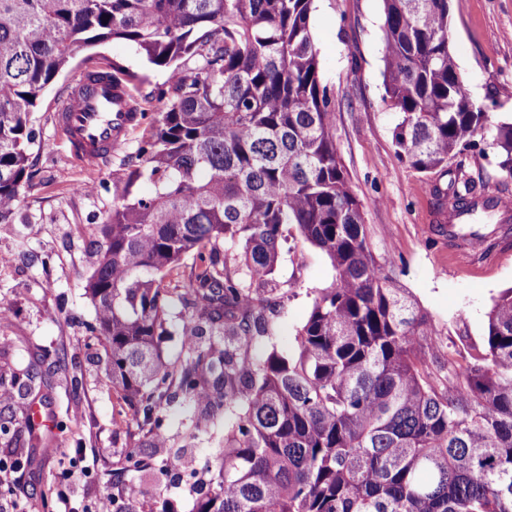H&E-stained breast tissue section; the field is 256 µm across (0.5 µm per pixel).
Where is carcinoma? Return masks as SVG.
Instances as JSON below:
<instances>
[{
  "mask_svg": "<svg viewBox=\"0 0 512 512\" xmlns=\"http://www.w3.org/2000/svg\"><path fill=\"white\" fill-rule=\"evenodd\" d=\"M385 101L398 157L430 173L483 142L512 177V121L465 96L448 0H383ZM313 0H0V223L29 180L30 115L81 48L125 41L177 75L139 108L145 125L122 200L101 225L86 294L112 388L152 437L181 394L224 419V448L196 512H512V287L492 299L482 346L446 359L432 318L383 271L332 132ZM196 59L192 67L183 60ZM149 186L145 193L136 191ZM448 238L512 211L464 178ZM334 271L291 350L264 290L283 227ZM240 246L232 265L220 245ZM194 253L181 291L165 276ZM189 308L183 360L158 337ZM112 512H139L120 489Z\"/></svg>",
  "mask_w": 512,
  "mask_h": 512,
  "instance_id": "carcinoma-1",
  "label": "carcinoma"
}]
</instances>
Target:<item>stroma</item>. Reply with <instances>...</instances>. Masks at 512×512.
I'll use <instances>...</instances> for the list:
<instances>
[{
    "mask_svg": "<svg viewBox=\"0 0 512 512\" xmlns=\"http://www.w3.org/2000/svg\"><path fill=\"white\" fill-rule=\"evenodd\" d=\"M452 48L471 98L497 118H512V0H448ZM385 21L383 0H314L312 27L321 76L335 105L333 131L351 185L364 206L373 250L385 271L407 288L433 318V350L481 345L486 312L512 286V233L487 256H459L448 240V202L433 188L449 189L455 177L484 184L512 199V178L500 173L492 151L473 149L429 174L402 162L393 143L398 115L383 100ZM121 67L140 104L156 106L170 80L168 69L147 63L131 45L106 41L80 49L41 97L31 123V179L22 207L0 223V380L30 384L27 401L49 415L50 427L30 429L19 418L25 399L0 402V459L20 469L0 474V512H82L110 493L113 482L136 490L138 506L154 512H192L197 496L178 484L183 462L198 470L213 463L224 443V425L185 435L190 422L172 405L163 444L153 447L128 406L107 381L104 353L89 327L96 311L85 293L98 226L119 203L125 161L143 130H131L110 163L97 172L75 164L53 121L60 98L90 69ZM327 257L296 231L285 234L265 294L276 333L266 348L287 352L305 321L315 292L331 284ZM93 457L88 478L66 483L74 449ZM167 460V476L126 471L129 453Z\"/></svg>",
    "mask_w": 512,
    "mask_h": 512,
    "instance_id": "1",
    "label": "stroma"
}]
</instances>
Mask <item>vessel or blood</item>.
<instances>
[{
  "instance_id": "b4317fda",
  "label": "vessel or blood",
  "mask_w": 512,
  "mask_h": 512,
  "mask_svg": "<svg viewBox=\"0 0 512 512\" xmlns=\"http://www.w3.org/2000/svg\"><path fill=\"white\" fill-rule=\"evenodd\" d=\"M133 101L108 70L89 72L67 90L53 120L76 164L95 170L111 159L136 124Z\"/></svg>"
}]
</instances>
